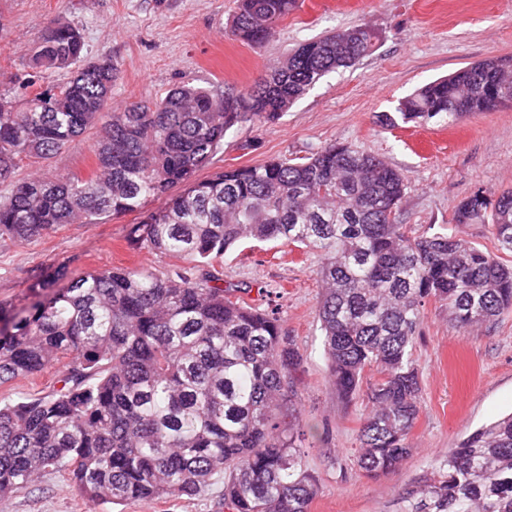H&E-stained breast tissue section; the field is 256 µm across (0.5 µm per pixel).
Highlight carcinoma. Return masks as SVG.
I'll return each instance as SVG.
<instances>
[{
    "mask_svg": "<svg viewBox=\"0 0 512 512\" xmlns=\"http://www.w3.org/2000/svg\"><path fill=\"white\" fill-rule=\"evenodd\" d=\"M298 4L239 0L231 36L259 48ZM376 38L363 25L336 30L241 90L215 95L188 82L114 112L112 60H85L69 24L39 28L30 68L77 69L22 109L0 94V185L9 186L0 242L138 212L188 182L127 236L132 249L187 266L164 275L106 268L64 285L57 269L29 286L38 300L27 316L0 304V384L67 359L52 392L0 404V502L48 472L112 503L193 498L220 473L225 512H309L318 483L299 444L297 344L277 312L242 301L213 265L245 240H285L321 256L317 315L330 377L343 396L363 391L370 405L357 464L377 476L409 455L425 304L448 305L464 331L490 322L512 312V266L446 232L411 234L399 221L403 174L345 143L191 182L229 130L279 118L323 76L371 52ZM511 102L512 57L489 58L415 90L380 122L453 124ZM93 127L91 177H17L22 158L50 159ZM454 222L491 224L512 252V189L494 199L471 194ZM398 496L400 512H512V414L435 458L429 475Z\"/></svg>",
    "mask_w": 512,
    "mask_h": 512,
    "instance_id": "1",
    "label": "carcinoma"
}]
</instances>
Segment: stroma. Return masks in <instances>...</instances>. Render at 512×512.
<instances>
[{"mask_svg": "<svg viewBox=\"0 0 512 512\" xmlns=\"http://www.w3.org/2000/svg\"><path fill=\"white\" fill-rule=\"evenodd\" d=\"M235 9L236 0H0V91L22 106L69 80L70 71L38 73L28 66L37 30L51 18L80 30L87 58H109L117 66L116 111L163 98L188 81L219 95L247 87L296 46L336 29L368 26L379 35L369 55L323 77L279 120L234 127L197 179L348 143L404 174L402 219L413 233L443 227L512 263L490 225L453 221L472 193L494 197L512 188V107L467 115L452 125L433 120L388 127L378 120L418 87L491 57L512 56V0H300L258 49L230 35ZM97 135L88 130L51 159L23 160L19 177H88ZM140 219L137 212L114 215L100 224H64L20 245L0 243V302L24 311L33 301L29 285L59 267L73 279L110 267L164 273L181 266V259L129 248V228ZM319 266L318 254L305 247L248 241L226 251L216 268L244 301L277 309L299 348L301 446L319 484L310 512H397L398 490L429 474L433 458L475 428L512 413V313L464 332L450 321L444 303L426 304L413 349L422 391L411 452L395 471L370 476L354 461L367 400L360 395L344 401L329 376L317 316ZM61 369L57 363L0 385V400L50 392ZM223 492L218 481L191 499L109 504L83 497L66 475L48 473L0 503V512H222Z\"/></svg>", "mask_w": 512, "mask_h": 512, "instance_id": "35a3bbf8", "label": "stroma"}]
</instances>
